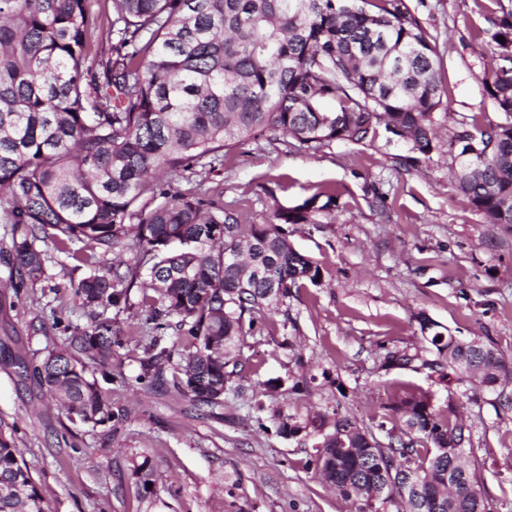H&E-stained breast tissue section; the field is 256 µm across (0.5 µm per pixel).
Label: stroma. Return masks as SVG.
<instances>
[{"instance_id": "35a3bbf8", "label": "stroma", "mask_w": 512, "mask_h": 512, "mask_svg": "<svg viewBox=\"0 0 512 512\" xmlns=\"http://www.w3.org/2000/svg\"><path fill=\"white\" fill-rule=\"evenodd\" d=\"M438 40L448 94L438 147L412 162L385 135L318 151L261 140L225 149L214 168H196L223 191L245 223H268L290 206L336 187L330 223L292 225L294 247L320 268L319 285L295 289L259 319L242 348L245 370L224 405L208 413L158 383L143 366L154 331L142 283L112 318L111 423L71 424L16 355L42 359L73 326L89 322L69 274L71 259L40 243L45 273L16 284L0 265V432L19 448L51 512H354L314 467L317 437L280 436V410L304 422L339 411L373 427L379 406L406 387L430 391L440 409L463 414L470 458L490 512H512V384L497 393L463 381L438 384L424 372L379 370L382 348L418 344L426 313L453 335L493 344L512 361V230L487 223L456 187L448 139L460 123L503 122L484 84L493 66V17L512 0H408ZM281 380L252 403L260 383ZM147 466L152 495L134 474Z\"/></svg>"}]
</instances>
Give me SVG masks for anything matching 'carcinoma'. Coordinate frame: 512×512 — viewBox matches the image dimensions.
<instances>
[{
  "mask_svg": "<svg viewBox=\"0 0 512 512\" xmlns=\"http://www.w3.org/2000/svg\"><path fill=\"white\" fill-rule=\"evenodd\" d=\"M102 17L87 0H0V223L11 246L0 261L23 283L44 274L37 243L49 239L79 271L91 249L129 247L134 263L112 276L89 274L75 293L98 308L41 360L13 361L60 400L71 423L112 421L111 307L128 302L145 271L144 298L156 330L178 318V348L156 336L147 367L174 363V388L210 409L239 374L241 347L256 316L291 290L318 285L319 266L298 252L286 224H318L336 210L327 187L266 224H243L224 192L184 176L225 147L256 141L317 151L361 143L383 129L408 151L435 149L437 116L448 111L436 63L437 37L407 0H112V47L96 49ZM497 68L486 83L508 120L463 124L448 140L458 189L488 223L512 227V13L495 19ZM504 38L505 42L498 41ZM326 100L335 109L322 107ZM186 182L171 187V179ZM424 343L388 350L381 367L426 371L438 383L477 378L496 387L508 372L503 354L474 346L423 316ZM286 438L321 439L323 480L379 512H487L467 460L471 432L436 409L421 389L382 406L374 433L337 412L298 423L272 414ZM0 512H49L26 463L0 436Z\"/></svg>",
  "mask_w": 512,
  "mask_h": 512,
  "instance_id": "1",
  "label": "carcinoma"
}]
</instances>
